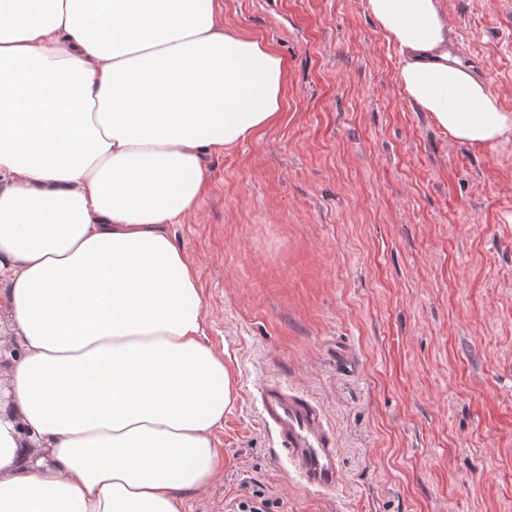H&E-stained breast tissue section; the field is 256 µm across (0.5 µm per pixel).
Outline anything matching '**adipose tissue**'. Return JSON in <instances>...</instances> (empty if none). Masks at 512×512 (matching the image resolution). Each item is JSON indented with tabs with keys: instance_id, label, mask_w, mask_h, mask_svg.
I'll return each mask as SVG.
<instances>
[{
	"instance_id": "1",
	"label": "adipose tissue",
	"mask_w": 512,
	"mask_h": 512,
	"mask_svg": "<svg viewBox=\"0 0 512 512\" xmlns=\"http://www.w3.org/2000/svg\"><path fill=\"white\" fill-rule=\"evenodd\" d=\"M401 93L501 153L512 111L452 55L439 0H367ZM218 0H0V512H182L224 470L235 384L173 228L206 153L274 124L282 58ZM46 455L34 459L30 444Z\"/></svg>"
}]
</instances>
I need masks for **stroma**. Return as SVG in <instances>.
<instances>
[{"instance_id":"1","label":"stroma","mask_w":512,"mask_h":512,"mask_svg":"<svg viewBox=\"0 0 512 512\" xmlns=\"http://www.w3.org/2000/svg\"><path fill=\"white\" fill-rule=\"evenodd\" d=\"M269 43L278 122L207 156L176 227L236 387L223 473L183 512H512V155L450 140L399 88L367 0H219ZM512 110V0H440ZM275 378L323 409L342 485L305 487L257 409Z\"/></svg>"}]
</instances>
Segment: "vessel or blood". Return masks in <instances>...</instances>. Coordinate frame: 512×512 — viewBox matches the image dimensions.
I'll return each instance as SVG.
<instances>
[{
    "label": "vessel or blood",
    "instance_id": "vessel-or-blood-1",
    "mask_svg": "<svg viewBox=\"0 0 512 512\" xmlns=\"http://www.w3.org/2000/svg\"><path fill=\"white\" fill-rule=\"evenodd\" d=\"M262 424L274 435L292 472L307 487L331 491L343 482L336 443L322 409L275 379L258 395Z\"/></svg>",
    "mask_w": 512,
    "mask_h": 512
}]
</instances>
